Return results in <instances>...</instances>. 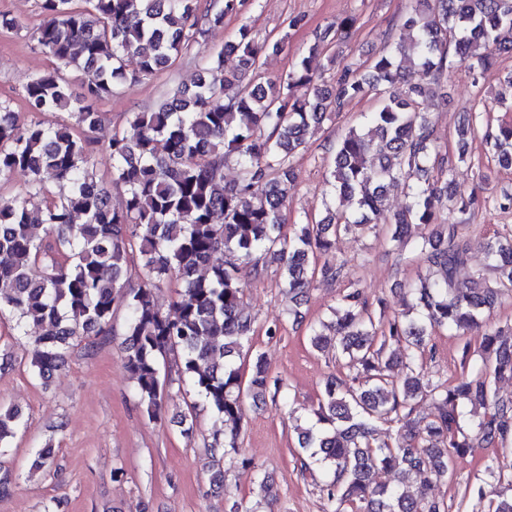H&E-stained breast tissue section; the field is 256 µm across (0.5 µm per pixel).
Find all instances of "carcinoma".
<instances>
[{
    "instance_id": "obj_1",
    "label": "carcinoma",
    "mask_w": 512,
    "mask_h": 512,
    "mask_svg": "<svg viewBox=\"0 0 512 512\" xmlns=\"http://www.w3.org/2000/svg\"><path fill=\"white\" fill-rule=\"evenodd\" d=\"M245 3L39 0L42 21L32 38L53 67L24 82L27 111L0 101V184L18 171L28 175L23 193L0 199V311L12 313L18 331L38 328L29 367L47 383L69 347L109 334L113 312L125 308L122 363L143 412L157 419L168 408L171 382L161 377L160 361L173 354L178 384L190 386L224 424L211 453L236 448L243 396L288 402L261 356L246 368L243 348L254 316L244 288L272 264L294 300L317 275L339 279L342 265L319 267L318 256L337 234L376 229L386 187L401 182L406 201L391 240L412 244L411 253L432 269L408 285L416 315H389L383 298L375 315L359 288L341 295L334 319L320 322L310 342L342 355L357 371L356 384L325 381L300 447L325 474L331 512H446L444 503L412 497L400 483L409 476L431 486L473 448L512 440V398L495 391L496 383L512 381V336L486 329L478 360L464 344L460 373L449 385L423 371L426 337L436 328L463 336L502 296H512V235L484 244L497 287L486 285L487 268L473 272L472 287H456L470 243L458 225L440 223V212H464L478 200L452 189L453 161L435 144L427 89L413 78L422 72L438 81L458 65L483 70L498 54L512 53V0H415L402 23L409 39L386 46L366 66L347 67L329 87L318 85L307 57L277 85L249 79L264 57L283 50L288 35L260 41L244 23L233 41L202 60L193 86L176 89L153 110L131 113L132 135L113 130L110 167L100 174L96 103L123 83L171 67ZM354 23L342 18L323 39L345 41ZM228 52L239 60L232 73L224 72ZM129 56L137 60L130 72ZM67 69L85 74L80 92L64 77ZM395 83L408 85L403 96L387 93ZM296 86L308 87V96L293 98ZM367 95L378 107L339 141L328 172L336 195L354 211L329 209L318 222L283 234L293 160L310 130ZM58 112L67 119H46ZM480 118L456 130L460 162L470 158ZM493 139L499 164L511 167L512 124L499 125ZM229 158L239 165L231 184L224 182ZM413 224L437 229L411 243ZM220 252L234 259L214 260ZM172 279L183 288L165 312L154 294ZM425 397L438 405L430 417L418 412ZM391 423L399 424L396 436L378 442L379 425ZM21 426L18 410L0 406V455ZM54 465L50 444L32 462L47 471ZM488 473L499 485L492 512H512V477Z\"/></svg>"
}]
</instances>
